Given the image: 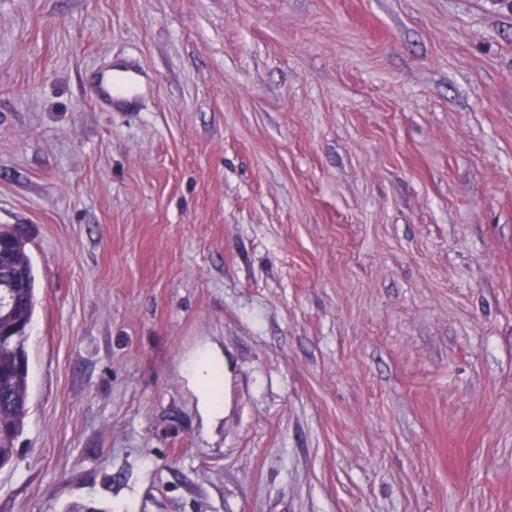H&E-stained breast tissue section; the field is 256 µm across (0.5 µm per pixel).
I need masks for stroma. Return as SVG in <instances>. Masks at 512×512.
Listing matches in <instances>:
<instances>
[{
	"mask_svg": "<svg viewBox=\"0 0 512 512\" xmlns=\"http://www.w3.org/2000/svg\"><path fill=\"white\" fill-rule=\"evenodd\" d=\"M14 226L0 512H512V0H0ZM140 77L142 76L137 71L125 69V72L121 74L124 88H121L116 74H112L108 78L101 76L92 79L93 91L96 98L104 100L112 106V101H116L117 98H136L140 94ZM0 292L10 288L13 302L0 301V469L13 459L14 443L28 414V330L37 305L36 275L21 230H1ZM184 368L198 385L202 406L212 415L219 414L224 379V367L219 360L210 351H203Z\"/></svg>",
	"mask_w": 512,
	"mask_h": 512,
	"instance_id": "obj_1",
	"label": "stroma"
}]
</instances>
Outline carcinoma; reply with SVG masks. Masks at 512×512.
<instances>
[{
    "label": "carcinoma",
    "instance_id": "carcinoma-1",
    "mask_svg": "<svg viewBox=\"0 0 512 512\" xmlns=\"http://www.w3.org/2000/svg\"><path fill=\"white\" fill-rule=\"evenodd\" d=\"M0 289L13 302H0V469L13 459L14 443L28 414V330L37 305L36 275L17 227L0 231Z\"/></svg>",
    "mask_w": 512,
    "mask_h": 512
}]
</instances>
